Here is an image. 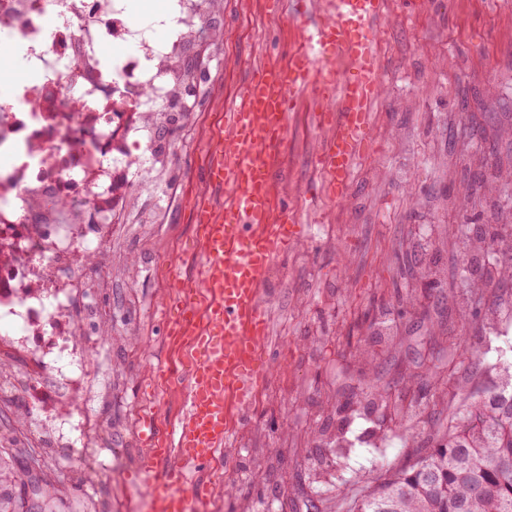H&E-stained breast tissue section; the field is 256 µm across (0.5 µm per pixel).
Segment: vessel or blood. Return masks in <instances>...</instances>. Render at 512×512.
<instances>
[{
  "mask_svg": "<svg viewBox=\"0 0 512 512\" xmlns=\"http://www.w3.org/2000/svg\"><path fill=\"white\" fill-rule=\"evenodd\" d=\"M384 0H326L318 20L299 28L286 65L258 68L225 113L224 136L206 171L223 188L224 207L204 195L193 200L202 270L198 284L178 279L169 292L177 317L168 325L190 370L184 413L172 439L142 420L146 447L142 481L161 512H187L180 484L204 471L224 449L232 411H246L264 377L267 322L261 288L275 261L298 238V222L279 201L267 159L287 133L288 108L307 90L322 104L331 132L315 162L333 196L343 197L370 138V106L382 92L378 21ZM342 58L347 74H322L325 57Z\"/></svg>",
  "mask_w": 512,
  "mask_h": 512,
  "instance_id": "vessel-or-blood-1",
  "label": "vessel or blood"
}]
</instances>
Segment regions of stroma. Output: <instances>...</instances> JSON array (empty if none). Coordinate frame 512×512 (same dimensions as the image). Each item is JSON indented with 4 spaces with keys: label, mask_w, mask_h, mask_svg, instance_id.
<instances>
[{
    "label": "stroma",
    "mask_w": 512,
    "mask_h": 512,
    "mask_svg": "<svg viewBox=\"0 0 512 512\" xmlns=\"http://www.w3.org/2000/svg\"><path fill=\"white\" fill-rule=\"evenodd\" d=\"M208 50L183 53L196 69L184 97L189 117L167 135L170 163L157 190L140 189L138 166L126 172L98 262L76 265L73 303L86 310L67 351L45 341L41 385L21 381L11 419L44 435L45 456L61 487L42 512H154L139 474L141 416L170 434L183 414L181 385L150 379V364H172L157 304L173 279L198 273L191 200L224 131V113L255 69L286 64L298 43L300 0H223ZM383 93L371 109V143L348 195H329L314 158L328 127L313 93L288 111V134L271 168L278 194L297 215L299 242L272 268L263 288L268 334L265 400L235 421L226 463L227 497L205 478L187 485L189 512H342L344 495L368 477L408 463L429 444L389 412L355 405L370 387L433 406L431 366L447 362L460 338L481 347L486 367L460 374L490 386V366L506 348L490 339L488 314L512 301V271L463 316L457 284L456 224H512V0H385L378 22ZM503 176L490 207L468 214L453 202L473 181ZM183 262L173 267L172 255ZM435 264L440 281L421 285ZM389 321L388 332L378 324ZM64 373H57V366ZM97 422L101 445L83 447L84 425ZM347 421L353 446L340 465L310 448L309 431L334 433Z\"/></svg>",
    "instance_id": "1"
}]
</instances>
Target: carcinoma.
Segmentation results:
<instances>
[{"instance_id":"1","label":"carcinoma","mask_w":512,"mask_h":512,"mask_svg":"<svg viewBox=\"0 0 512 512\" xmlns=\"http://www.w3.org/2000/svg\"><path fill=\"white\" fill-rule=\"evenodd\" d=\"M177 76L171 86L168 107L171 121L183 122L188 112L176 111L180 89L194 82L191 66L178 60L170 63ZM460 238L470 247L480 272L464 268L460 288L472 304L497 287L506 265L500 259L499 238L478 234L465 224L458 225ZM436 394L447 397L459 390L457 368L448 364L437 375ZM458 401L448 414V426L433 438L434 446L422 451L408 466L369 480L368 489L347 499L345 512H512V394H492ZM390 411L405 416L407 407L390 402L386 391L367 395V409ZM18 430L0 429V512H32L25 500L51 496V487L27 486L19 470L10 465L22 457L16 447Z\"/></svg>"}]
</instances>
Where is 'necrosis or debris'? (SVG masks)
Wrapping results in <instances>:
<instances>
[{
    "mask_svg": "<svg viewBox=\"0 0 512 512\" xmlns=\"http://www.w3.org/2000/svg\"><path fill=\"white\" fill-rule=\"evenodd\" d=\"M212 0H179L168 41L131 23L125 0H0V36L27 42L30 78L0 84V325L13 335L72 342L77 283L68 272L96 252L93 224L110 208L87 205L88 193L115 198L127 166L126 142L144 133L122 115L123 103L158 111L172 75L168 61L206 25ZM62 22L51 42L42 32L51 12ZM127 54L107 61L115 44Z\"/></svg>",
    "mask_w": 512,
    "mask_h": 512,
    "instance_id": "4bbe7bcc",
    "label": "necrosis or debris"
}]
</instances>
